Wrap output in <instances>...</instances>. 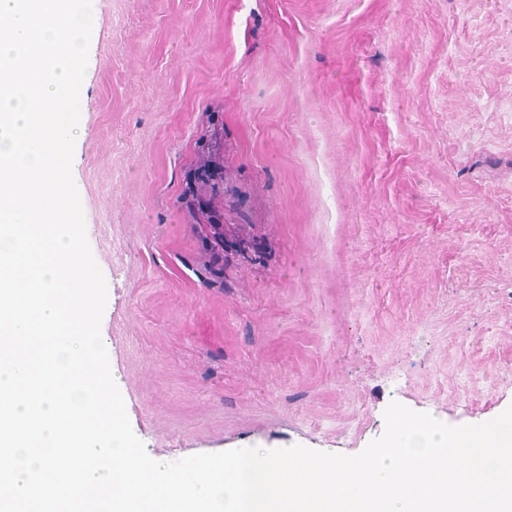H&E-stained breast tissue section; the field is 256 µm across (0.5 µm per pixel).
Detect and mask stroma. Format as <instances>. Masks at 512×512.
Wrapping results in <instances>:
<instances>
[{
    "instance_id": "35a3bbf8",
    "label": "stroma",
    "mask_w": 512,
    "mask_h": 512,
    "mask_svg": "<svg viewBox=\"0 0 512 512\" xmlns=\"http://www.w3.org/2000/svg\"><path fill=\"white\" fill-rule=\"evenodd\" d=\"M98 12L72 173L153 459L356 455L394 401L451 426L512 406V0Z\"/></svg>"
}]
</instances>
